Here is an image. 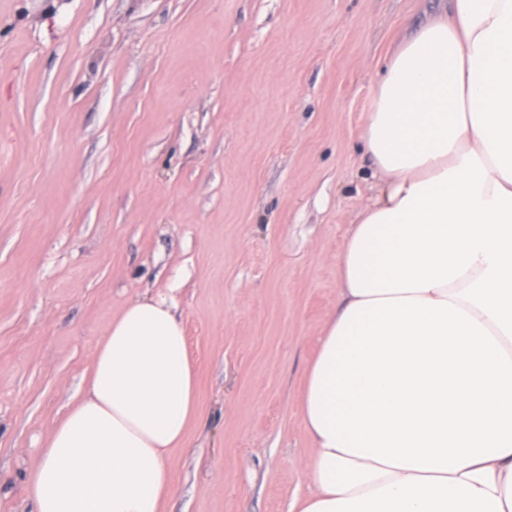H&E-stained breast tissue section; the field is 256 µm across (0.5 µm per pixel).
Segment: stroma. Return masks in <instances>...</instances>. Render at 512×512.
<instances>
[{
  "mask_svg": "<svg viewBox=\"0 0 512 512\" xmlns=\"http://www.w3.org/2000/svg\"><path fill=\"white\" fill-rule=\"evenodd\" d=\"M438 0H0V512L115 315L161 296L201 419L163 512H291L373 182L381 59Z\"/></svg>",
  "mask_w": 512,
  "mask_h": 512,
  "instance_id": "obj_1",
  "label": "stroma"
}]
</instances>
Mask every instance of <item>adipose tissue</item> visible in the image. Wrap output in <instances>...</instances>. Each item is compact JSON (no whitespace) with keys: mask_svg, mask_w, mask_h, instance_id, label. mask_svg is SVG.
<instances>
[{"mask_svg":"<svg viewBox=\"0 0 512 512\" xmlns=\"http://www.w3.org/2000/svg\"><path fill=\"white\" fill-rule=\"evenodd\" d=\"M379 179L299 409L298 512H512V0H445L384 61ZM28 481L32 512H160L200 416L163 298L113 317Z\"/></svg>","mask_w":512,"mask_h":512,"instance_id":"obj_1","label":"adipose tissue"}]
</instances>
